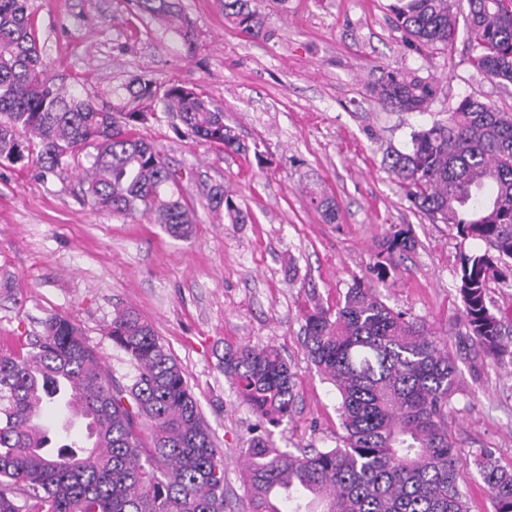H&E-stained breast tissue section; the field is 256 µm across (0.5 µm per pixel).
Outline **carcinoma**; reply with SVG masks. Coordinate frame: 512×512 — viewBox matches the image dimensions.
Returning <instances> with one entry per match:
<instances>
[{
    "label": "carcinoma",
    "mask_w": 512,
    "mask_h": 512,
    "mask_svg": "<svg viewBox=\"0 0 512 512\" xmlns=\"http://www.w3.org/2000/svg\"><path fill=\"white\" fill-rule=\"evenodd\" d=\"M26 2L0 0V164L25 165L35 156L47 176L92 147L82 191L96 210L146 214L171 236L190 237L196 211L180 195V171L134 126L160 104L195 139L247 153L223 110L193 86L145 74L109 89L106 106L64 90L49 75ZM468 3L472 66L512 83V0ZM134 6L165 20L193 52V28L168 0ZM390 8L411 44L446 48L454 37V0H394ZM224 19L247 35L264 32L250 0H224ZM371 91L423 112L441 88L392 71ZM388 171L428 219L485 244L461 258L460 318L484 356L512 363V316L497 315L488 293L512 261V113L466 97L446 121L413 133L408 151L389 156ZM312 200L327 221L336 220L333 196ZM205 206L238 218L220 184L209 188ZM411 247L397 230L387 257ZM108 335L136 366L129 385L108 375L81 327L63 314L44 320L26 352L0 353V512H225L224 460L182 369L131 308L115 312ZM305 342L339 394L336 448L277 447L272 429L290 417L296 399L290 365L273 346L224 348V373L263 424L243 451L253 512H468L448 428L460 380L447 344L361 283L336 309L317 303L306 313ZM50 405L85 424L81 443L51 446L39 423ZM471 455L494 512H512V468L483 448Z\"/></svg>",
    "instance_id": "1"
}]
</instances>
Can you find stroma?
Wrapping results in <instances>:
<instances>
[{"mask_svg": "<svg viewBox=\"0 0 512 512\" xmlns=\"http://www.w3.org/2000/svg\"><path fill=\"white\" fill-rule=\"evenodd\" d=\"M391 2L252 0L266 33L249 37L225 21L224 0H173L195 31L190 57L132 0L28 2L56 83L97 95L144 72L181 81L222 107L225 124L260 149L223 151L161 111L138 125V136L182 170L188 202L199 207L220 184L240 212L234 224L199 207L186 240L147 217L92 209L79 180L87 157L45 179L34 161L0 164V351H26L44 319L61 313L128 384L136 370L108 329L115 310L134 309L198 400L224 457L230 512H251L242 450L258 420L220 367L225 346L276 347L295 373L294 411L274 430L280 447H336L338 394L311 363L303 326L314 302L336 304L358 282L447 343L461 381L448 411L458 448H485L512 466V365L473 348L459 319L460 257L485 246L431 222L383 163L463 98L512 112V84L473 68L465 30L445 49L406 42ZM391 70L435 79L443 91L426 111L399 110L370 91ZM321 190L339 206L334 223L310 202ZM400 228L413 248L378 268L386 239Z\"/></svg>", "mask_w": 512, "mask_h": 512, "instance_id": "stroma-1", "label": "stroma"}]
</instances>
